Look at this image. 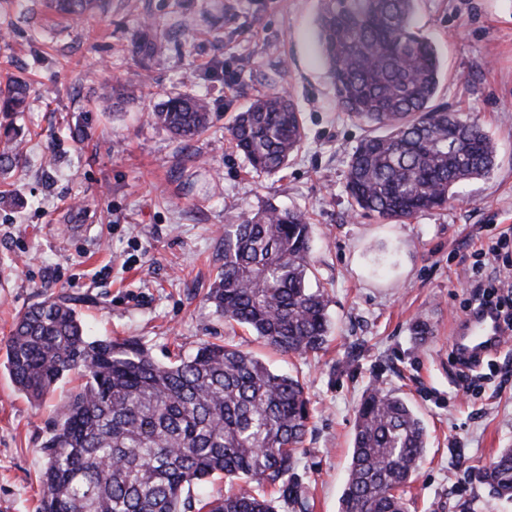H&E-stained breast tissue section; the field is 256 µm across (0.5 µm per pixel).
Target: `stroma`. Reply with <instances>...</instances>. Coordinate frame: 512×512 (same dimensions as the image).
<instances>
[{
    "mask_svg": "<svg viewBox=\"0 0 512 512\" xmlns=\"http://www.w3.org/2000/svg\"><path fill=\"white\" fill-rule=\"evenodd\" d=\"M318 9L319 0H101L72 22L47 0H0V83L33 85L15 119L27 164L7 174L25 205L0 209V345L22 312L63 292L90 337L137 340L161 361L228 342L299 377L310 421L291 474L308 512H339L357 409L378 386L407 399L426 430L406 512H512L476 478L512 448V341L467 378L450 348L467 311L470 255L512 239V0H419L416 23L443 60L440 101L477 117L498 157L448 207L402 223L351 213L347 159L367 130L336 106ZM147 24L162 48L144 62L132 40ZM278 81L306 138L285 169L259 173L228 129ZM106 83L132 87L112 112L99 105ZM177 92L212 107L210 128L188 144L150 117ZM270 203L311 217L331 329L307 356L225 326L205 299L229 215ZM420 321L427 336L414 331ZM76 387L64 380L32 404L0 352V512H36L42 444Z\"/></svg>",
    "mask_w": 512,
    "mask_h": 512,
    "instance_id": "35a3bbf8",
    "label": "stroma"
}]
</instances>
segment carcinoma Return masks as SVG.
Masks as SVG:
<instances>
[{"label": "carcinoma", "mask_w": 512, "mask_h": 512, "mask_svg": "<svg viewBox=\"0 0 512 512\" xmlns=\"http://www.w3.org/2000/svg\"><path fill=\"white\" fill-rule=\"evenodd\" d=\"M96 0H52L78 21ZM418 0H320L317 41L338 107L368 134L348 153L355 210L392 223L443 208L464 181L488 177L498 148L475 119L437 102L441 61L414 26ZM160 44L136 43L150 59ZM29 84L0 90L5 122L0 172L24 165L12 115ZM153 118L191 142L210 127L207 99L167 96ZM230 139L253 169L288 166L305 133L289 88L276 83L238 113ZM311 224L270 205L224 225V264L205 298L224 324L285 354L323 349L328 294L309 286ZM16 389L39 401L71 373L85 379L45 440L38 512H277L276 497L306 509L289 478L308 432L309 401L296 377L274 372L233 344L206 342L189 358L160 362L136 341L91 339L65 294L18 316L5 345ZM426 450L424 425L404 398L372 387L362 396L340 512H405L404 494ZM223 478L230 489L197 504L193 486ZM478 480L512 498V448Z\"/></svg>", "instance_id": "1"}]
</instances>
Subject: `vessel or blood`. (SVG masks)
<instances>
[{
  "mask_svg": "<svg viewBox=\"0 0 512 512\" xmlns=\"http://www.w3.org/2000/svg\"><path fill=\"white\" fill-rule=\"evenodd\" d=\"M503 336L504 325L494 309H472L458 320L450 344L460 359L478 360L498 347Z\"/></svg>",
  "mask_w": 512,
  "mask_h": 512,
  "instance_id": "1",
  "label": "vessel or blood"
}]
</instances>
